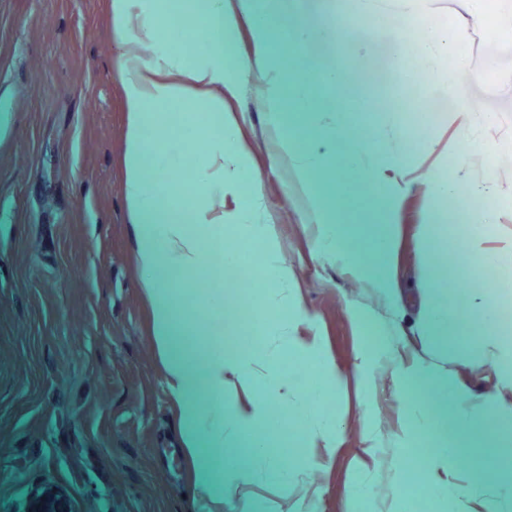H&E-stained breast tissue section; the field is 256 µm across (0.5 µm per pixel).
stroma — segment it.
Listing matches in <instances>:
<instances>
[{"instance_id": "stroma-1", "label": "stroma", "mask_w": 512, "mask_h": 512, "mask_svg": "<svg viewBox=\"0 0 512 512\" xmlns=\"http://www.w3.org/2000/svg\"><path fill=\"white\" fill-rule=\"evenodd\" d=\"M340 0H297L291 22L331 38L294 48L286 32L271 44L282 76L340 68L357 80L313 83L312 92L339 106L367 103L358 132L384 156L408 157L415 180L390 209L373 184L350 185L335 164L317 181L330 207L353 225L355 247L367 255L382 225L397 227L393 275L400 307L392 309L370 288L357 286L351 268L315 250L318 226L278 132L268 121L290 111L287 89L269 94L249 22L233 5L235 52L224 62L235 77L225 97L244 148L241 162L259 177L258 214L270 228L268 250L289 276L294 334L318 340L335 373L329 412L338 429L329 448H309L285 423L268 436L275 450L290 448L288 479L276 487L244 485L261 512H346L354 471L370 495L359 512H395L406 494L414 512H435L419 473L405 469V424L395 370L374 358L365 376L355 370L365 337L361 323L396 328L407 358L435 363L481 395L497 392L492 356L449 344L432 348L418 330L426 289H446L462 335L490 334L475 308L459 310L461 295L495 284L465 264L463 226L442 223L456 195L439 198L431 185L460 176L468 185L490 183L502 203L487 235L489 248L512 240V36L494 33L477 18L475 0H428L435 18L454 29L472 66L487 70L471 83L472 105L496 113L491 125L461 124L453 112L427 117L417 138L409 133L420 112L412 83L396 73H373L398 41H411L398 0H380L377 12L356 23L336 18ZM0 512H24L43 488L60 491L68 512H209L197 487V461L182 446V402L171 391L154 336V302L142 286L134 226L124 196V126L112 28L106 0H0ZM469 146L462 169L453 149ZM497 146L487 170L485 146ZM347 185L334 195L336 185ZM442 224L435 253H426L422 225ZM224 311H206L193 284H177L179 306L197 310L205 335L185 334L193 348L249 345L258 327L243 321L274 285L232 287L243 264L218 263ZM316 457L319 465L307 464Z\"/></svg>"}]
</instances>
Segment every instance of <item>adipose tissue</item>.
Instances as JSON below:
<instances>
[{"instance_id":"obj_1","label":"adipose tissue","mask_w":512,"mask_h":512,"mask_svg":"<svg viewBox=\"0 0 512 512\" xmlns=\"http://www.w3.org/2000/svg\"><path fill=\"white\" fill-rule=\"evenodd\" d=\"M226 0H109V15L114 32L117 73L124 95L126 127L124 136L125 197L135 226L138 257L144 272L143 286L155 303L154 334L165 357L169 384L184 398L182 436L184 447L192 456L209 448L221 453L241 436H249L252 456L260 470L252 474L257 483L275 485L288 475L272 450L265 424L277 416L286 417L297 437L315 440L329 434L335 417L325 407L333 396L334 373L320 356L316 343L298 345L288 337L271 350L227 351L216 356L203 352L180 353L176 341L180 327L192 323L196 314L178 308L163 296L155 279L164 272L168 279L184 277L204 288L210 305L224 306V291L209 285L208 272L217 259L234 262L239 254L227 250L228 235L248 241L261 257L258 275L262 281L286 284V272L277 266L267 249L268 228L257 221L253 208L256 176L239 169L226 178L225 149L235 145L236 128L224 114L223 99L214 97L215 86L235 93L234 83L224 79V60L233 53L232 23L226 12ZM405 19L418 30L410 50L397 51L390 57L394 70L415 68L429 70L448 87V97L460 121L467 125L493 123L492 113L466 105L465 87L484 77L481 69L460 67L447 73L443 60L459 48L457 34L432 24L427 10L418 0H400ZM139 15L138 30L128 25L130 11ZM250 27L255 49L264 59L259 77L271 88L281 81L276 60L269 52L273 36L281 22L275 10L254 12ZM204 44L208 61L196 62L184 55L182 46ZM190 133L193 145L183 174L162 180L155 173L172 144L183 133ZM343 160L355 180L382 188L390 204H397L403 186L411 181L412 171L406 159L389 160L358 137L346 121L330 128H315L307 137L301 153L289 154L288 160L302 183L325 176L336 160ZM234 193L243 205L239 224L224 223V195ZM310 217L319 226V248L336 260L352 264L358 277L380 291L390 303H397V288L391 263L398 247L393 232L376 237L368 257H360L351 247L354 239L350 225L341 223L331 210L328 198L320 192L310 197ZM486 229L476 225L463 245L465 261L472 267H493L498 271L497 287L501 294L512 295V245L488 250ZM455 312L442 300L437 289H428L420 315V330L436 347L446 346L458 336ZM300 347L303 363L313 374V385L306 399L297 401L284 412L274 411L268 388L288 387L291 359L288 351ZM399 392L405 413L402 440L410 447L408 469L425 477V493L438 505L460 504L463 512H512V400L478 396L466 386L446 377L437 367L425 362L397 363ZM262 375L264 390L251 398L247 407L231 410L224 397L235 384H246ZM428 382L450 390L453 398L450 422L460 428L482 423L486 439L502 448V480L495 490L482 489L480 483L462 484L457 448L447 435L438 431L439 420L416 388ZM212 398L208 411H200L192 400L198 390Z\"/></svg>"}]
</instances>
